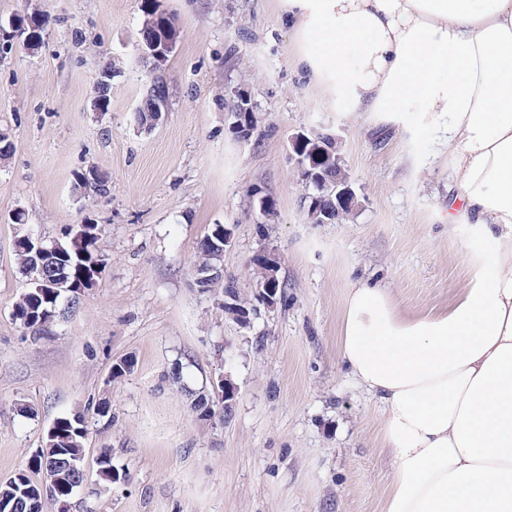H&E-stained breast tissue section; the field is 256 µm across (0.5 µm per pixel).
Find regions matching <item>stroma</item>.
<instances>
[{
  "label": "stroma",
  "instance_id": "stroma-1",
  "mask_svg": "<svg viewBox=\"0 0 512 512\" xmlns=\"http://www.w3.org/2000/svg\"><path fill=\"white\" fill-rule=\"evenodd\" d=\"M160 5L180 37L158 72L168 111L144 132L142 0H0V24L34 9L48 18L38 52L0 36V131L15 145L0 164V483L28 467L55 419L79 413L91 489L74 491L70 512H381L392 474L382 412L342 366L339 325L356 281L425 314L473 277V225L439 218L456 194L442 134L416 112L402 124L340 112L297 68L279 0ZM115 60L109 109L92 111ZM241 92L254 103L247 138L232 132ZM299 132L339 136L360 201L349 220H309L289 158ZM91 168L110 194L75 191ZM265 197L276 204L266 218ZM84 222L102 227L106 271L32 339L12 315L28 287L15 240L26 227L59 240ZM216 224L232 233L224 273L241 295L255 290L252 255L279 257L288 301L253 327L191 286ZM126 357L133 369L113 377ZM223 379L237 388L232 420L197 421L192 393ZM105 448L120 481L99 472Z\"/></svg>",
  "mask_w": 512,
  "mask_h": 512
}]
</instances>
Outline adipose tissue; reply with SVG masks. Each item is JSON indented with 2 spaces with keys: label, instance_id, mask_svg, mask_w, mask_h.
Wrapping results in <instances>:
<instances>
[{
  "label": "adipose tissue",
  "instance_id": "adipose-tissue-1",
  "mask_svg": "<svg viewBox=\"0 0 512 512\" xmlns=\"http://www.w3.org/2000/svg\"><path fill=\"white\" fill-rule=\"evenodd\" d=\"M296 64L347 113L442 132L460 209L496 257L448 306L349 288L339 354L382 406V512H512V0H281Z\"/></svg>",
  "mask_w": 512,
  "mask_h": 512
}]
</instances>
